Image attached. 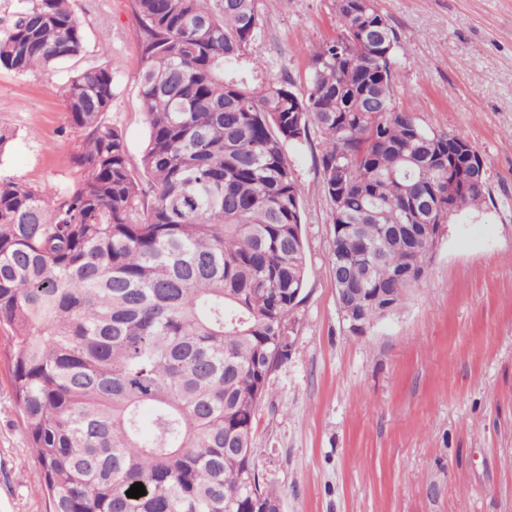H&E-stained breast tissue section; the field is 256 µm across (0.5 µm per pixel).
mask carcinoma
Masks as SVG:
<instances>
[{
  "label": "carcinoma",
  "instance_id": "cac0c4a2",
  "mask_svg": "<svg viewBox=\"0 0 512 512\" xmlns=\"http://www.w3.org/2000/svg\"><path fill=\"white\" fill-rule=\"evenodd\" d=\"M261 0H131L149 134L139 166L112 109V62L73 72L84 138L70 186L0 176V324L13 397L52 512H261L280 495L254 463L269 373L303 300V202L285 147L323 138L336 300L363 326L425 278L411 224L448 213L459 137L394 106L401 38L377 0H335L340 33L310 49L307 93L253 79ZM0 68L80 58L70 0H12ZM152 410V431L140 410ZM137 482L146 494L129 498Z\"/></svg>",
  "mask_w": 512,
  "mask_h": 512
}]
</instances>
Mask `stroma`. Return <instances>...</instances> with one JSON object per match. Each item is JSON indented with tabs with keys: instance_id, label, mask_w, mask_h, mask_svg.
I'll use <instances>...</instances> for the list:
<instances>
[{
	"instance_id": "35a3bbf8",
	"label": "stroma",
	"mask_w": 512,
	"mask_h": 512,
	"mask_svg": "<svg viewBox=\"0 0 512 512\" xmlns=\"http://www.w3.org/2000/svg\"><path fill=\"white\" fill-rule=\"evenodd\" d=\"M399 32L396 105L470 141L486 202L448 223L425 284L365 331L336 300L319 133L287 147L304 204L308 271L291 354L269 380L252 445L280 512H512V0H377ZM84 64L111 60L107 118L132 164L147 139L130 0H73ZM340 31L334 0H262L248 54L264 80L308 88L309 50ZM69 69H0V124L16 132L0 173L35 186L75 178L83 139L65 109ZM0 328V512H49L11 390Z\"/></svg>"
}]
</instances>
